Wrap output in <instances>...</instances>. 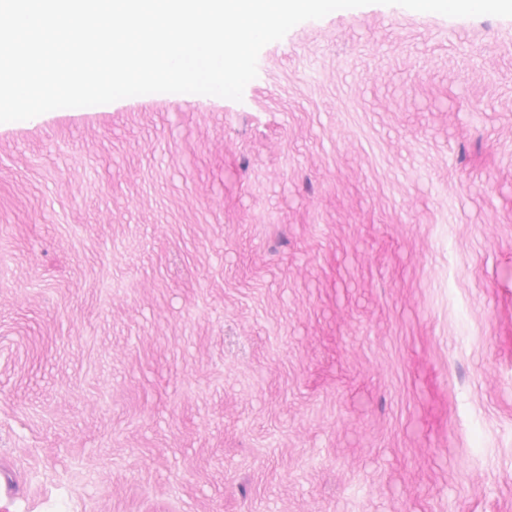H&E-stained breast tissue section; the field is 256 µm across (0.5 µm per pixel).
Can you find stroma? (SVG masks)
I'll list each match as a JSON object with an SVG mask.
<instances>
[{
    "label": "stroma",
    "mask_w": 512,
    "mask_h": 512,
    "mask_svg": "<svg viewBox=\"0 0 512 512\" xmlns=\"http://www.w3.org/2000/svg\"><path fill=\"white\" fill-rule=\"evenodd\" d=\"M0 512H512V18L338 10L242 101L0 124Z\"/></svg>",
    "instance_id": "obj_1"
}]
</instances>
